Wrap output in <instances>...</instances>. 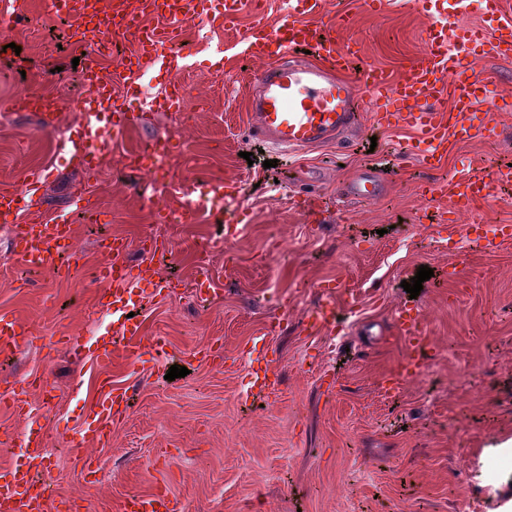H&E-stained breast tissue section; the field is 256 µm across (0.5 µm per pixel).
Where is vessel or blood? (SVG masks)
<instances>
[{
    "label": "vessel or blood",
    "instance_id": "vessel-or-blood-1",
    "mask_svg": "<svg viewBox=\"0 0 512 512\" xmlns=\"http://www.w3.org/2000/svg\"><path fill=\"white\" fill-rule=\"evenodd\" d=\"M284 4V13L275 27L256 25L243 38L247 55L259 63L249 84L248 112L250 129L263 142L288 150L317 148L340 140L361 125L368 114L379 127L410 129L413 136L405 148L406 156L423 168L434 169L445 159L449 140L462 142L478 135H496L497 125L486 111L487 106L495 105V94L478 67L490 58L512 59V25L502 20L512 0H487L481 22L469 26L454 22L459 0H424L423 10L429 19L423 31L424 48L399 75L370 64L360 57L358 49L340 43L336 31L344 25V18L332 24H316L322 0H284ZM253 5L254 0H52L55 14L77 20L78 42L96 43L103 30L111 32L113 40L132 41L135 51L119 62L123 72L131 75L147 62L163 61L164 48L178 36L188 16L225 25ZM82 77L89 96L76 136L66 147L70 157L92 175L98 171L101 148L125 139L138 126L140 115L130 108L126 98L113 97L112 85L103 77L96 57L85 59ZM443 88L452 98L448 112L437 107L438 93ZM57 106L56 100L34 90L18 95L9 104L11 110L47 117ZM173 155L171 137L163 136L128 151L122 163L140 174L156 173ZM511 182L510 166L499 167L488 178L466 164L448 178L422 184L420 192L429 202L442 198L452 201V216L441 220L443 230L452 237L457 232L458 215L470 212L476 202L486 199L494 185ZM383 187L381 171L368 167L339 191L371 201L381 195ZM154 192L149 184L142 194L156 222L193 223L200 208L196 183H169L162 205L155 202ZM25 205V193L0 191V221L15 224L13 253L17 261L70 276L71 269L63 265L62 258L73 247L71 224L61 216L37 215L16 223ZM470 231L474 242L488 252L512 240L511 224L497 225L489 234L474 223ZM108 252L110 259L99 270L104 289L97 305L111 315L112 330L93 340L73 336L69 343L87 351L95 362L108 364L114 353L112 336L120 334L125 339L122 358L133 365L146 353L163 350L161 341L147 343L144 323L133 314L138 289L144 285L157 288L161 282L152 260L135 266L123 261L122 240H113ZM335 319L336 307L328 302L311 311L307 327L315 332ZM396 324L406 351L397 370L384 381L388 393L398 390L403 377L421 371V353L429 346L417 307L398 308ZM29 335L16 318L1 314L0 356L13 355ZM129 408L128 387L105 383L93 410L80 420L72 446H105L112 438L113 426ZM20 446V460L0 468V512H46L48 491L36 476L49 471L53 461L38 431L24 433ZM113 509L186 512V505L168 492L157 491L124 495Z\"/></svg>",
    "mask_w": 512,
    "mask_h": 512
}]
</instances>
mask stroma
Listing matches in <instances>:
<instances>
[{"instance_id":"obj_1","label":"stroma","mask_w":512,"mask_h":512,"mask_svg":"<svg viewBox=\"0 0 512 512\" xmlns=\"http://www.w3.org/2000/svg\"><path fill=\"white\" fill-rule=\"evenodd\" d=\"M280 8L279 0H257L234 24H186L177 77L199 102L191 122L151 109L164 80L149 66L135 82L142 123L105 151L92 179L57 151L59 135L77 129L78 113L62 110L45 121L8 109L29 88L64 100L81 93L72 61L86 47L72 39L73 23L56 20L47 0H27L25 17L0 26V190L42 173L40 211L71 221L77 255L68 279L26 270L11 250L10 226L0 223V313L35 335L0 357V389L36 377L55 389L48 404L27 395L34 423L0 406V466L12 461L4 442L35 424L56 462L43 476L50 505L81 493L79 454L68 441L109 377L132 389V408L96 451L101 470L90 512L160 485L187 499L189 512H455L465 500L488 501L486 512H499L503 491H512V468L495 464L497 445L512 438V241L485 252L464 221L452 250L440 225L417 223L415 212L423 204L420 182L447 177L471 159L486 176L512 163V111L496 113V137L449 142L446 161L431 172L399 153L409 129L371 121L358 143L277 155L249 131L252 66L243 35L259 23L275 26ZM324 13L348 15L341 40L357 42L366 60L390 71L401 72L422 48L416 0H394L380 14L363 0H324ZM158 135L176 137L170 167L191 174L200 189L218 179L241 183L236 239L225 241L207 208L191 224L155 223L121 158ZM247 152L259 154L260 164L248 166ZM368 163L392 170L386 193L371 202L337 196L336 182ZM80 187L94 211L77 212ZM301 192L325 196L327 209H294L290 199ZM115 236L127 241L131 264L153 240L167 241L154 261L161 278L179 282L172 292L146 291L138 304L147 336L161 337L166 348L135 366L117 357L104 367L62 342L109 325L93 300L106 260L102 243ZM279 239L288 251L274 250ZM423 265L433 275L409 297L402 284ZM453 268L459 277H449ZM205 276L215 288L206 300L195 294ZM328 281L338 286L333 300L343 326L309 332L307 315ZM411 301L434 360L388 398L381 381L403 353L395 313ZM215 340L224 345L223 368L191 360V349ZM174 365L187 376L166 380ZM266 365L280 376L269 395L250 386Z\"/></svg>"}]
</instances>
